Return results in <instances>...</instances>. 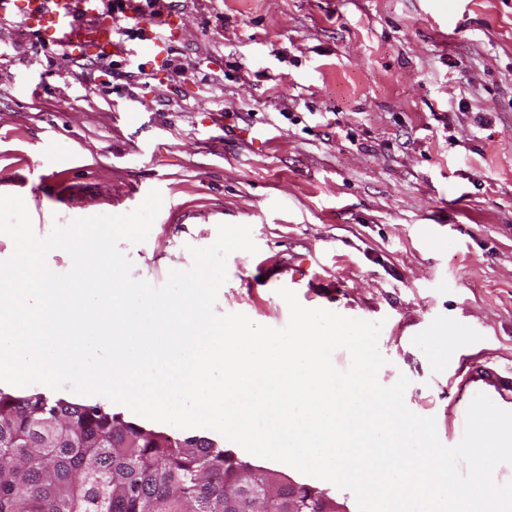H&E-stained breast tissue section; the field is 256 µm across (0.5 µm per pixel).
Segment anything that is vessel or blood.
Masks as SVG:
<instances>
[{"label": "vessel or blood", "mask_w": 512, "mask_h": 512, "mask_svg": "<svg viewBox=\"0 0 512 512\" xmlns=\"http://www.w3.org/2000/svg\"><path fill=\"white\" fill-rule=\"evenodd\" d=\"M108 0H0V18L24 13L45 28L49 41L65 49L73 58L82 57L91 49H109L111 54L133 52L162 63L167 45L161 41L152 21L139 22V33L133 47H126L112 37L104 21Z\"/></svg>", "instance_id": "obj_1"}]
</instances>
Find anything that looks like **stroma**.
<instances>
[{
  "label": "stroma",
  "mask_w": 512,
  "mask_h": 512,
  "mask_svg": "<svg viewBox=\"0 0 512 512\" xmlns=\"http://www.w3.org/2000/svg\"><path fill=\"white\" fill-rule=\"evenodd\" d=\"M170 16L171 66L133 79L94 55L74 72L41 27L0 22V195L30 200L42 238L159 191L147 240L120 245L155 286L219 225L250 226L258 251L229 255L216 313L284 327L290 287L383 321L379 382L407 377V407L456 445L460 374L512 387V0H173Z\"/></svg>",
  "instance_id": "stroma-1"
}]
</instances>
